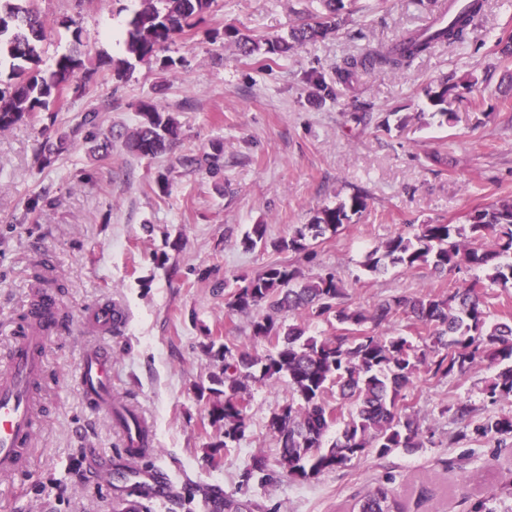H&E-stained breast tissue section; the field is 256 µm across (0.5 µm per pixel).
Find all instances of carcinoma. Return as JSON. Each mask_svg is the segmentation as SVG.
Masks as SVG:
<instances>
[{"label":"carcinoma","instance_id":"1","mask_svg":"<svg viewBox=\"0 0 512 512\" xmlns=\"http://www.w3.org/2000/svg\"><path fill=\"white\" fill-rule=\"evenodd\" d=\"M38 2L0 0V67L9 69L7 80H0V131L35 121L74 82L92 79L104 66L117 79L129 71L126 59L100 60L90 68L76 48L57 55L49 70L39 69L46 30ZM214 2L140 0L129 21L127 54L139 62L157 61L159 52L192 30ZM323 5L326 15L296 24L286 38L257 40L236 28L224 29L223 38L246 57L257 54L275 62L288 57L296 46L337 31L343 0H323ZM483 9L484 0H472L443 28L411 30L388 47L346 59L336 67V79L346 81L359 68L403 70L438 43H461ZM450 91L446 81L426 91L432 116L441 124L453 116ZM107 108L103 104L89 110L67 131L43 133L41 164L52 165L81 133L84 139L97 141L99 112ZM137 115L139 120L127 135L133 151L155 157L178 145L181 126L154 99L140 100ZM222 155L223 147L217 145L211 153L183 156L181 166L216 173ZM366 209V198L357 193L333 207L317 209L309 223L271 242L266 225L255 224L245 232L243 244L248 249L270 246L278 253H310L318 239L336 233ZM361 266L374 275L391 267H427L444 277L464 269L481 275L450 284L443 293L394 294L363 309L343 304L346 292L336 274L306 278L289 263L275 262L229 293L227 312L252 316V339L269 341L274 347L259 354L248 346L217 347L213 341L205 345V353L222 362L220 373L209 377V385L197 387V396L209 405L212 424L224 428V440L210 445V455L238 447L245 437L250 384L284 380L290 392L288 401L275 408L267 422L277 449V470L270 469L268 457L257 451L241 474L242 483L256 477L267 482L276 476L310 482L372 452L385 456L398 448L413 452L424 447L433 434L404 407L406 391L420 375L442 381L465 376L485 363L496 371L485 380L484 399L491 405L512 400V315L507 311L495 315L486 293L493 286L506 293L512 289V199L474 211L465 224H419L411 234L389 236L366 254ZM51 268L49 259L39 262L34 287L59 293L65 285L58 276L47 274ZM302 315L333 318L344 332L319 340L307 335L302 323L284 324L285 318ZM397 316L405 320L404 328L388 330ZM447 413L456 425L448 434L451 445L477 437L494 439L499 448L512 441L511 412L479 417L470 400L458 399L441 411ZM333 428L336 437L330 441ZM391 482L387 477L362 495L354 506L356 512H405L389 487Z\"/></svg>","mask_w":512,"mask_h":512}]
</instances>
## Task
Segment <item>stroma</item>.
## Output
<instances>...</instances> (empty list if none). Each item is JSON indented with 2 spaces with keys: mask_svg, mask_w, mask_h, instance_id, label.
<instances>
[{
  "mask_svg": "<svg viewBox=\"0 0 512 512\" xmlns=\"http://www.w3.org/2000/svg\"><path fill=\"white\" fill-rule=\"evenodd\" d=\"M139 0H40L48 34L43 56L51 66L72 46L63 20L83 14L80 50L87 62L125 57L124 39ZM349 17L336 37L308 42L288 58L263 62L242 56L218 38L232 26L257 39L286 35L306 16L323 12L321 0H215L188 36L166 49L176 65L132 62L126 78L102 70L79 94L0 132V359L29 300L33 271L49 255L65 284L61 313L68 323L49 344L39 404L44 421L27 476L0 478V512H113L105 486L80 484L87 450L119 457L122 435L107 415L85 406L76 369L83 350L97 343L84 330L97 304L122 308L126 324L112 337V394L151 426L156 451L147 461L176 477L178 501L144 500L141 512H205L200 491L218 488L254 505L253 512H351L378 479L410 512H464L462 498H490L503 512L512 483V447L478 439L449 444L452 424L440 414L452 398L471 399L479 413L490 406L480 392L491 370L481 365L442 382L417 379L408 394L412 410L434 430L432 443L414 453L368 455L307 484L283 478L244 485L250 455L275 458L266 423L287 400V382L252 385L250 426L239 447L209 456L222 437L197 385L219 372L204 352L209 342H253L250 318L227 314L229 291L268 264L287 259L304 276L334 272L350 306L369 307L401 292L444 291L446 278L430 269L364 273L367 251L411 224L465 223L474 210L512 198V57L499 38L512 36V0H485L464 44L439 45L404 72L359 71L343 84L335 67L428 24L432 9L419 0H347ZM333 85L318 92L312 76ZM454 84V118L439 124L425 97L439 80ZM154 97L182 126L173 151L148 158L130 152L122 138L134 127L137 102ZM101 107L108 153L77 142L53 166L36 159L42 128L66 130L83 112ZM222 144L219 174L186 172L179 159ZM440 153L446 162L432 164ZM170 178L168 194L156 186ZM49 190L54 204L34 222L21 223L28 200ZM368 208L351 224L318 241L313 254L280 255L245 249L241 239L255 224L267 237L287 236L314 210L354 193Z\"/></svg>",
  "mask_w": 512,
  "mask_h": 512,
  "instance_id": "stroma-1",
  "label": "stroma"
}]
</instances>
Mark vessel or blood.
I'll return each mask as SVG.
<instances>
[{"label": "vessel or blood", "mask_w": 512, "mask_h": 512, "mask_svg": "<svg viewBox=\"0 0 512 512\" xmlns=\"http://www.w3.org/2000/svg\"><path fill=\"white\" fill-rule=\"evenodd\" d=\"M121 308L111 303L98 304L88 323L95 332L111 334L113 322L123 320ZM60 322L48 312L27 319L15 337L8 358L0 362V477L12 478L29 466L27 450L33 447L39 430L35 404L49 343L60 331ZM83 400L94 412L112 411V351L103 346L84 350L77 367ZM83 476L90 484H112L111 458L87 454ZM144 497H152L157 484L171 483V475L162 468L135 469L131 475Z\"/></svg>", "instance_id": "vessel-or-blood-1"}]
</instances>
